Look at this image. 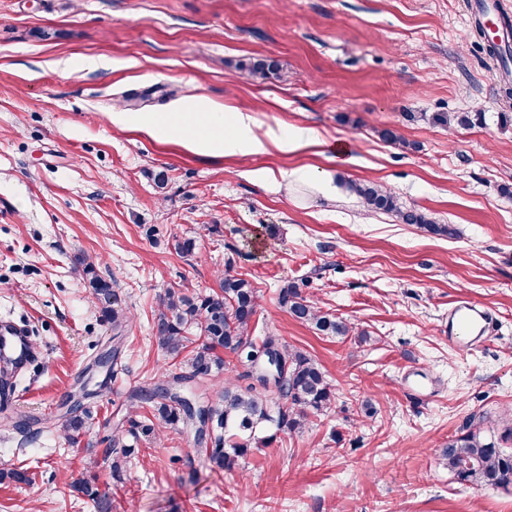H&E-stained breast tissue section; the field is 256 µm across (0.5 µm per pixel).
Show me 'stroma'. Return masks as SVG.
Returning a JSON list of instances; mask_svg holds the SVG:
<instances>
[{"mask_svg":"<svg viewBox=\"0 0 512 512\" xmlns=\"http://www.w3.org/2000/svg\"><path fill=\"white\" fill-rule=\"evenodd\" d=\"M479 17L477 0H0V319L28 326L38 356L0 401V468L34 475L0 484V512H96L70 478L111 491L112 512H512V486L459 483L440 461L467 425L495 440L512 430V75ZM252 58L275 71L252 77L240 67ZM199 97L319 141L205 156L112 122ZM393 126L408 148L382 140ZM301 167L335 194L285 180ZM349 181L382 185L455 236L369 211ZM181 237L192 255L175 252ZM79 257L111 278L128 323L123 369L85 399L73 445L12 424L62 414L112 346ZM228 268L258 291L256 335L317 359L335 408L231 472L192 437L140 441L115 485L100 450L129 392L168 367L160 295L211 291ZM292 284L349 335L293 320L278 305ZM462 301L493 318L470 348L448 339Z\"/></svg>","mask_w":512,"mask_h":512,"instance_id":"35a3bbf8","label":"stroma"}]
</instances>
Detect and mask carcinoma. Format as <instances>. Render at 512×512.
Listing matches in <instances>:
<instances>
[{
  "label": "carcinoma",
  "mask_w": 512,
  "mask_h": 512,
  "mask_svg": "<svg viewBox=\"0 0 512 512\" xmlns=\"http://www.w3.org/2000/svg\"><path fill=\"white\" fill-rule=\"evenodd\" d=\"M347 189L370 211L391 213L400 223L433 235L456 234L452 225L440 224L421 210L401 209L391 191L377 184L352 182ZM80 266L100 304L102 320L112 324L114 335H121L128 317L112 280L98 274L91 263ZM279 304L294 320L323 336L350 333L345 321L323 311L296 285L281 290ZM258 307L253 284L228 269L216 291L196 296L175 288L165 291L153 331L158 347L171 358V369L133 392L134 407L147 414L128 417V427L117 429L103 449L116 483H123L133 444L166 429L193 436L212 466L231 471L251 449L257 430L268 424L275 429L262 440L268 445L276 433L296 432L310 415L331 411L336 388L310 355L272 333L252 336ZM220 372L224 384L215 389L209 380ZM86 418L88 413L77 403L60 419L57 430L73 439L82 434ZM441 459L462 482L495 488L512 485V450L486 439L479 428L448 438ZM67 486L94 497L98 512H112L108 492L85 479Z\"/></svg>",
  "instance_id": "carcinoma-1"
}]
</instances>
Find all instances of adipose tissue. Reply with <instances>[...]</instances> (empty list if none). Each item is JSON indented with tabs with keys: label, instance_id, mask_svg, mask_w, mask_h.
<instances>
[{
	"label": "adipose tissue",
	"instance_id": "adipose-tissue-1",
	"mask_svg": "<svg viewBox=\"0 0 512 512\" xmlns=\"http://www.w3.org/2000/svg\"><path fill=\"white\" fill-rule=\"evenodd\" d=\"M114 124L150 130L164 140H185L199 153L224 156L254 155L276 146L294 151L316 138L304 127L265 128L247 112L219 110L205 98L176 104L166 112H116Z\"/></svg>",
	"mask_w": 512,
	"mask_h": 512
}]
</instances>
